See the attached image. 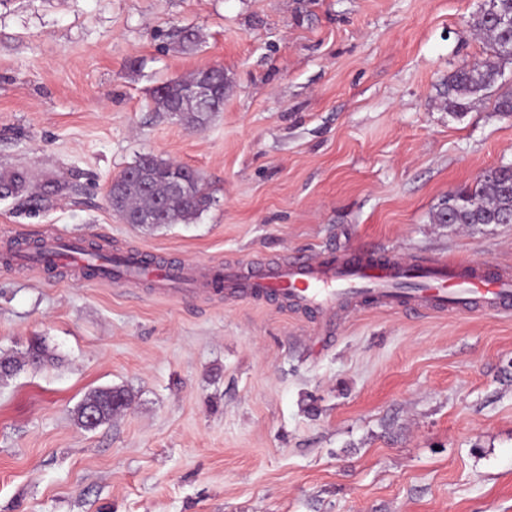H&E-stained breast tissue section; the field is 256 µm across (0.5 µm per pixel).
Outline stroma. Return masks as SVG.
I'll return each mask as SVG.
<instances>
[{
	"label": "stroma",
	"mask_w": 512,
	"mask_h": 512,
	"mask_svg": "<svg viewBox=\"0 0 512 512\" xmlns=\"http://www.w3.org/2000/svg\"><path fill=\"white\" fill-rule=\"evenodd\" d=\"M483 3L0 0V172L60 185L37 211L0 199V350L39 336L60 358L0 382V512H512V314H309L4 261L55 237L213 271L365 249L512 274V224L433 221L512 163V65L445 107L487 56ZM213 65L206 127L156 111V87ZM147 153L204 175L196 221L112 211ZM111 386L131 403L85 430L75 407Z\"/></svg>",
	"instance_id": "stroma-1"
}]
</instances>
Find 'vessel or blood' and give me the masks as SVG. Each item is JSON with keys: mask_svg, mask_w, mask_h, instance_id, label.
<instances>
[{"mask_svg": "<svg viewBox=\"0 0 512 512\" xmlns=\"http://www.w3.org/2000/svg\"><path fill=\"white\" fill-rule=\"evenodd\" d=\"M111 276L127 283L154 278L159 296L165 298L197 294V279L182 264L133 265L127 256L112 258ZM226 289L246 301L282 295L307 308H327L375 295L379 306L442 311L487 308L512 313V280L471 265L465 278L455 277L447 264L408 262L392 252L352 250L331 259L301 255L288 262L258 269L228 268L223 272ZM414 281L418 287L400 293L394 284Z\"/></svg>", "mask_w": 512, "mask_h": 512, "instance_id": "obj_1", "label": "vessel or blood"}]
</instances>
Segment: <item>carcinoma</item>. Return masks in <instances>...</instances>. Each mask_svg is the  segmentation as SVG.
Masks as SVG:
<instances>
[{"label":"carcinoma","instance_id":"carcinoma-1","mask_svg":"<svg viewBox=\"0 0 512 512\" xmlns=\"http://www.w3.org/2000/svg\"><path fill=\"white\" fill-rule=\"evenodd\" d=\"M494 9L481 12L474 22L476 30L487 38L489 56L483 61L464 67L448 76L446 106L448 113L460 117L471 101L491 89L501 76L502 66L512 63V25L505 19L512 18V0H493ZM155 110L177 112L179 120L196 129L206 126L215 112L223 109L224 90L218 89V105L207 110L193 108L186 102V86L182 81H170L159 87L153 95ZM136 178L128 181L111 198L113 207L122 211H141L149 214L153 224L189 223L211 204L207 183L194 181L190 167L175 168L172 163L156 155L140 156L128 166ZM188 180L180 194L168 193L170 182L176 177ZM27 173L13 170L0 173V192L5 197H16L25 190ZM148 183L151 191L145 192L141 184ZM164 200L163 210H158V200ZM448 208H440L435 216L441 224H512V166L500 165L485 171L478 179L477 187L451 191L445 201ZM54 364L45 340L37 337L22 356L0 352V379H8L27 366L47 367ZM131 401L129 391L122 387L97 390L88 395L74 409L79 424L88 427L86 409L98 410L99 424L103 425L126 409Z\"/></svg>","mask_w":512,"mask_h":512}]
</instances>
